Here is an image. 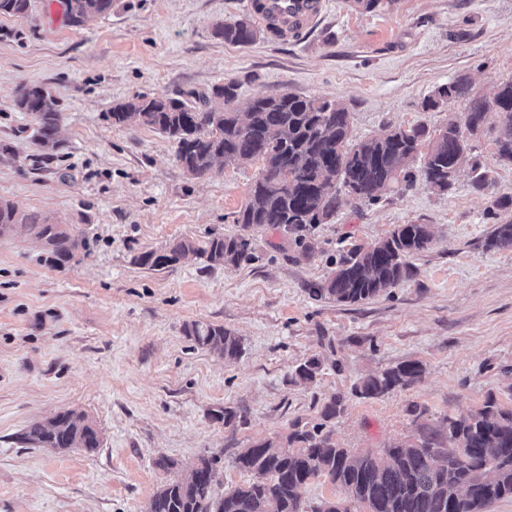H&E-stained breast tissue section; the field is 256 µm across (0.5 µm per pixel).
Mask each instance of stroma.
I'll use <instances>...</instances> for the list:
<instances>
[{"label":"stroma","mask_w":512,"mask_h":512,"mask_svg":"<svg viewBox=\"0 0 512 512\" xmlns=\"http://www.w3.org/2000/svg\"><path fill=\"white\" fill-rule=\"evenodd\" d=\"M253 3L112 0L80 27L66 20L63 0L0 15V200L89 242L58 265L23 225L0 235V512H143L163 483L219 451L216 489L234 488L249 479L234 454L284 444L334 395L344 409L327 429L356 453L439 436L446 417L490 397L512 408V248L486 246L495 223L512 221V209L489 216L499 196L512 195L497 130L469 139L492 179L484 192L465 165L444 195L419 180L374 204L341 197L305 253L285 231L234 222L261 160L219 161L194 177L172 142L110 115L139 95L193 105L232 81L240 110L287 93L338 101L357 141L420 123L437 130L464 110L451 99L423 111L438 87L465 75L483 94L512 76V0H382L371 12L326 0L295 40L262 31L236 45L215 35L216 25L255 18ZM33 87L58 100L57 150L39 146L31 115L14 107ZM399 224L433 231L410 257L408 279L361 304L311 298L341 251L373 245ZM239 233L251 246L236 266L209 267L191 253L163 270L137 262L182 238ZM195 321L235 332L240 357L196 347L184 333ZM312 357L321 362L315 381L296 379ZM403 361L423 364L417 382L377 398L355 394L362 378ZM224 409L231 422L217 419ZM64 410L87 416L99 448L18 442ZM159 454L175 468L156 469Z\"/></svg>","instance_id":"stroma-1"}]
</instances>
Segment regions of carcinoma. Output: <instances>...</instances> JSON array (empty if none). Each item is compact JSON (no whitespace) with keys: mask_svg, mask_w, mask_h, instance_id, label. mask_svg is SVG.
I'll return each instance as SVG.
<instances>
[{"mask_svg":"<svg viewBox=\"0 0 512 512\" xmlns=\"http://www.w3.org/2000/svg\"><path fill=\"white\" fill-rule=\"evenodd\" d=\"M29 2L0 0V15L23 14ZM64 5L68 22L81 26L111 10L112 0H64ZM257 34L248 18L216 30L217 36L238 45L253 42ZM212 94L224 107L198 108L178 98L140 95L116 104L112 123L135 119L158 131L176 145L178 161L196 177L210 173L220 159L226 164L262 159L263 171L234 223L282 228L304 250L309 227L336 212L339 197L329 192L334 184L353 200L368 202L403 191L418 179L438 193L448 192L473 150L464 129L473 135L495 120L500 126L497 160L512 165V78L489 95H477L460 76L422 103L423 110L433 111L447 99L462 100L459 120L435 134L424 125L398 127L355 144L350 142L349 112L335 101L289 93L255 98L240 113L231 108L237 98L235 83L215 86ZM15 106L35 116L39 144L55 147L56 100L31 88L16 98ZM423 145L427 152L415 170L412 162ZM471 171L475 191L489 187L491 179L478 160L471 162ZM17 224L26 226L55 263L67 262L87 247V241L61 225L35 215L21 217L11 203L0 201V235ZM432 239L427 224H399L376 245L343 256L331 275L311 289L312 295L348 304L371 299L408 277V258L425 250ZM486 247L512 248V222L495 225ZM248 250L249 240L242 235L212 236L202 246L181 239L163 251L142 254L138 264L159 270L193 253L210 266H236ZM185 333L198 347L226 360L241 354L242 339L222 325L194 322ZM320 370V360L312 357L297 367L295 376L312 382ZM422 374L420 362L404 361L364 378L355 393L379 397L413 384ZM341 410V397L334 396L323 406L321 421L288 434V447L265 441L241 449L234 464L251 479L222 494L214 491L221 457L200 458L192 476L157 489L144 512H305L304 489L320 475L337 485L344 498L324 501L312 512H352L355 503L366 505L368 512H486L492 503L512 499V409L501 408L494 398L480 409L444 420L448 447L393 442L380 456L336 445L326 426ZM18 441L33 448L92 451L99 447L100 435L84 414L66 410L32 424Z\"/></svg>","mask_w":512,"mask_h":512,"instance_id":"obj_1","label":"carcinoma"}]
</instances>
